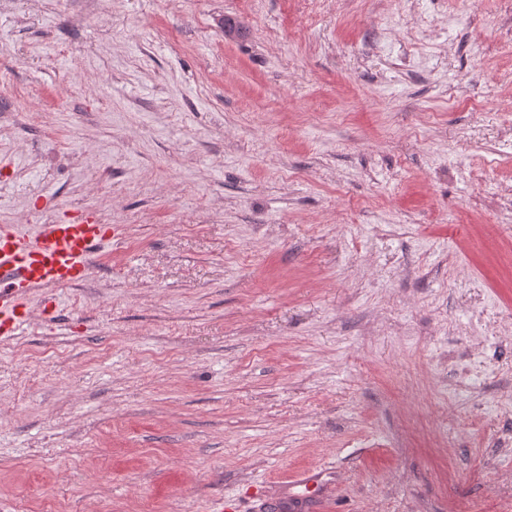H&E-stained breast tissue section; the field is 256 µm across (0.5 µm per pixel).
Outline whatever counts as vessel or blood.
<instances>
[{"mask_svg":"<svg viewBox=\"0 0 512 512\" xmlns=\"http://www.w3.org/2000/svg\"><path fill=\"white\" fill-rule=\"evenodd\" d=\"M108 235L96 212L80 213L71 222L47 220L35 231L21 224L0 226V342L10 340L33 316L29 297L37 289L82 282L96 248ZM298 499L322 501L329 493L321 473L297 482Z\"/></svg>","mask_w":512,"mask_h":512,"instance_id":"b4317fda","label":"vessel or blood"}]
</instances>
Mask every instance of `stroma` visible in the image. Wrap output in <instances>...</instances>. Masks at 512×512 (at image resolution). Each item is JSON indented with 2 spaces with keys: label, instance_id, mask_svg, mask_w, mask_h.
Here are the masks:
<instances>
[{
  "label": "stroma",
  "instance_id": "35a3bbf8",
  "mask_svg": "<svg viewBox=\"0 0 512 512\" xmlns=\"http://www.w3.org/2000/svg\"><path fill=\"white\" fill-rule=\"evenodd\" d=\"M511 147L504 0H0V512H512ZM108 236L95 211L69 223L46 220L30 233L24 224L0 226V342L30 322L29 297L36 289L82 282L96 248ZM323 475L320 472H311L305 474L303 478L299 479L296 484L290 485L288 490L289 496L297 499H314L313 503L321 502L330 491V487L324 483ZM302 488V491L294 492V488ZM325 496V497H324Z\"/></svg>",
  "mask_w": 512,
  "mask_h": 512
}]
</instances>
